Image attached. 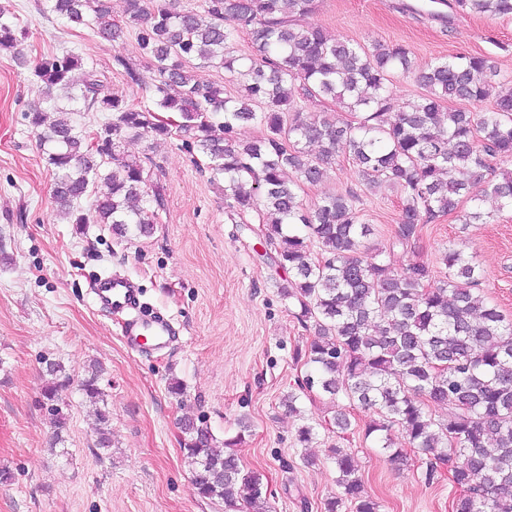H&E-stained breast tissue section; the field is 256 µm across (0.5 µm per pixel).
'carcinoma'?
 I'll use <instances>...</instances> for the list:
<instances>
[{"instance_id": "cac0c4a2", "label": "carcinoma", "mask_w": 512, "mask_h": 512, "mask_svg": "<svg viewBox=\"0 0 512 512\" xmlns=\"http://www.w3.org/2000/svg\"><path fill=\"white\" fill-rule=\"evenodd\" d=\"M455 6L512 19V0H455ZM316 7L317 0H204L196 11L178 9L176 0H125L126 15L139 25L140 58L157 73L150 88L154 111L104 92L101 74L79 55L38 59L32 76L47 97L74 88L80 71L75 98L87 112L112 114L87 132L63 109L50 123L40 107L25 110L55 171L52 198L65 218L85 224L75 204L92 184L96 223L119 237L151 233L163 206L152 184L159 165L149 156L131 158L121 147L144 136L165 142L179 132L185 147L207 158L213 178H224L227 211L261 215L259 232L286 272L280 294L314 330L300 389L316 387L333 401L375 413L365 436L391 462H407L391 437L397 426L414 448L448 465L457 489L452 512H512V318L475 291L482 273L474 257L450 244L440 257L445 272L439 279L423 261L396 270L364 245L372 228L360 219L352 193L328 194L309 207L299 198L302 186L322 182L328 165L344 154L367 186L400 190L401 246L416 239L418 225L446 214H459L463 224L487 223L489 197L496 211L512 209L511 170L485 193L471 192L490 160L512 161V78L500 75L487 55L438 59L417 76L424 93L391 119L390 85L396 72L412 71L409 50L332 38L303 22ZM47 9L106 39L121 36L111 0H47ZM8 13L0 7V52L19 56L21 39ZM241 32L249 35L252 54L227 55V44ZM196 60L237 74L241 92L228 95L224 86L200 80L191 70ZM300 95L335 98L351 119L305 116ZM486 100L485 112L446 108ZM160 111L177 115V123L161 119ZM253 125L265 133L240 137ZM289 169L295 178H285ZM60 372V364L47 363L48 401L65 388ZM97 382L95 370L82 391L95 406L96 445L107 450L110 417L99 406L104 397ZM430 403L448 405V413L433 418ZM181 430L198 496L223 500L225 512H265L263 474L240 467L234 442L217 446L208 428L192 419L183 420ZM331 454L341 494L324 503L325 512H339L346 502L355 512H379L354 457L342 448Z\"/></svg>"}]
</instances>
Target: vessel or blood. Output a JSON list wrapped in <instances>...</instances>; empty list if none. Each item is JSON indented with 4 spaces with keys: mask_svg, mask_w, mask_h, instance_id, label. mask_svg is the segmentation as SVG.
I'll list each match as a JSON object with an SVG mask.
<instances>
[{
    "mask_svg": "<svg viewBox=\"0 0 512 512\" xmlns=\"http://www.w3.org/2000/svg\"><path fill=\"white\" fill-rule=\"evenodd\" d=\"M91 292L99 309L122 315L123 339L131 351L162 350L174 342L170 321L141 314L139 292L130 278L117 274L96 277Z\"/></svg>",
    "mask_w": 512,
    "mask_h": 512,
    "instance_id": "obj_1",
    "label": "vessel or blood"
}]
</instances>
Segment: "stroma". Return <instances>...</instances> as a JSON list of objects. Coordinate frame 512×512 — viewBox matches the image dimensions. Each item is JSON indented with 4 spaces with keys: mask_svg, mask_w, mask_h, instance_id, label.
Returning <instances> with one entry per match:
<instances>
[{
    "mask_svg": "<svg viewBox=\"0 0 512 512\" xmlns=\"http://www.w3.org/2000/svg\"><path fill=\"white\" fill-rule=\"evenodd\" d=\"M422 0H319L309 24L363 46L381 41L408 47L412 73L393 81L395 110L422 91L416 71L434 59L459 54L493 56L512 77V20L452 15L443 24L403 11ZM44 0H0L28 31L23 56L0 53V512H224L221 500L197 496L181 451L178 422L202 418L217 442L241 437L235 451L244 469L260 471L270 491L269 512H324L336 495L330 451L350 452L381 512H451L455 488L444 471L427 479L428 456L409 451L392 465L364 436L370 412L356 408L352 426L339 432L336 406L313 391L300 415L282 400L296 391L307 368L297 360L313 332L282 299L279 277L257 254L258 213L231 218L224 183L212 180L198 153L180 136L153 144L129 142V154L159 164L153 181L164 205L150 236L118 238L91 220V196L78 203L88 216L71 224L51 195L53 174L24 110L68 106L63 91L46 100L31 75L43 54L73 52L105 75L104 89L137 106L150 105L155 72L139 65V83L116 70L113 57L138 59L136 26L123 0L112 11L123 28L112 42L92 29L43 12ZM355 193L354 206L373 227L367 244L395 268L419 260L443 274L439 258L449 244L474 256L483 272L481 293L512 317V211L488 224H462L446 215L422 225L408 247L393 246L401 193L389 185H362L348 156L326 179L300 193L310 205L329 193ZM121 271L139 284L147 310L170 319L179 337L162 352L137 354L124 345L116 318L102 312L89 292L92 278ZM57 362L69 385L57 405L66 427L55 431L42 396L46 363ZM110 413L112 448L95 446L93 418L81 392L92 365ZM179 380L182 396L168 385ZM316 435L296 440L301 418Z\"/></svg>",
    "mask_w": 512,
    "mask_h": 512,
    "instance_id": "stroma-1",
    "label": "stroma"
}]
</instances>
